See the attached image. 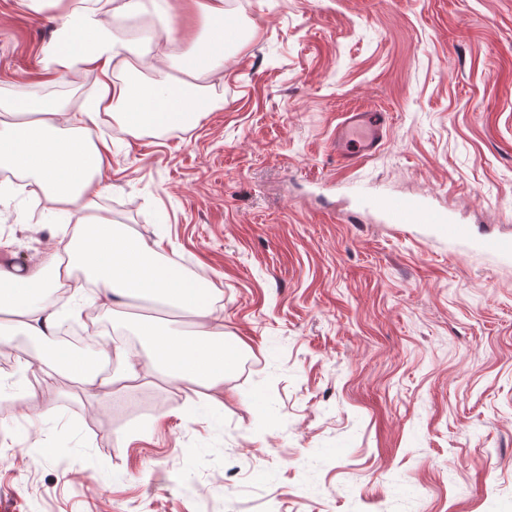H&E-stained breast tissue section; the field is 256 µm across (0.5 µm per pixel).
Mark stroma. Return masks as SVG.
Listing matches in <instances>:
<instances>
[{
    "mask_svg": "<svg viewBox=\"0 0 512 512\" xmlns=\"http://www.w3.org/2000/svg\"><path fill=\"white\" fill-rule=\"evenodd\" d=\"M65 0H0V101L78 109L90 75L41 83ZM199 84L222 110L133 135L108 114L101 208L223 292L248 346L205 416L146 376L90 397L43 343L18 418L0 392L8 512H504L512 506V261L420 224L348 216L354 193L422 196L474 237H512V0H244ZM387 113L381 150L332 147L344 113ZM31 193L0 196V243L33 265L57 237ZM264 399L256 408L253 397ZM55 416H46L47 408ZM148 427L131 441L128 429Z\"/></svg>",
    "mask_w": 512,
    "mask_h": 512,
    "instance_id": "obj_1",
    "label": "stroma"
}]
</instances>
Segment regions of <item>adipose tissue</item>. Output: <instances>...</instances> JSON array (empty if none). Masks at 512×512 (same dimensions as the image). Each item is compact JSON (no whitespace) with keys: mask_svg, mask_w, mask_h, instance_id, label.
I'll return each instance as SVG.
<instances>
[{"mask_svg":"<svg viewBox=\"0 0 512 512\" xmlns=\"http://www.w3.org/2000/svg\"><path fill=\"white\" fill-rule=\"evenodd\" d=\"M184 2L206 34L181 55L188 80L164 86L116 83L113 63L128 46L102 27V0H78L61 16L58 42L42 71L51 81L63 70H90L96 75L95 96L75 111L51 96L26 97L0 111V170L33 184L46 202L45 222L68 238L63 249L48 252L36 266L0 262V329L37 337L48 347L50 369L107 397L137 387L147 367L167 385L217 400L244 350L240 340L225 338L214 325L213 283L187 274L164 256L160 242H147L128 225L113 223L97 203L109 146L92 139L89 125L100 113L129 133L161 134L190 128L224 106L223 98L207 94L191 76L224 59V45L233 38L226 0ZM77 270L93 283L95 302L114 317L124 318L130 301L141 300L170 308L190 323L183 328L153 318H124L138 348L118 346L86 356L57 340L63 317L51 300Z\"/></svg>","mask_w":512,"mask_h":512,"instance_id":"1","label":"adipose tissue"}]
</instances>
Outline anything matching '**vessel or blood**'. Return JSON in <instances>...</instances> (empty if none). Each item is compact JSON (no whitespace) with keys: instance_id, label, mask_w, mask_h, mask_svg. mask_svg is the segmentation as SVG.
Returning <instances> with one entry per match:
<instances>
[{"instance_id":"vessel-or-blood-1","label":"vessel or blood","mask_w":512,"mask_h":512,"mask_svg":"<svg viewBox=\"0 0 512 512\" xmlns=\"http://www.w3.org/2000/svg\"><path fill=\"white\" fill-rule=\"evenodd\" d=\"M388 116L383 112L345 113L336 128L335 150L339 160L352 165L375 155L381 148ZM357 208L376 212L386 224H424L434 233L458 243H474L484 255L497 260L512 259V238L487 235L473 239L467 225L456 223L448 209L413 197L385 192L361 193Z\"/></svg>"}]
</instances>
